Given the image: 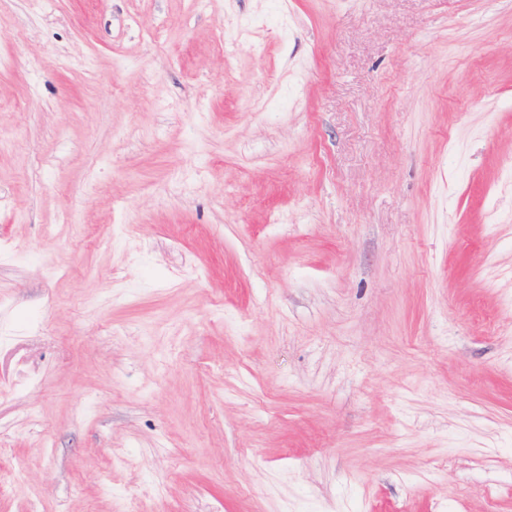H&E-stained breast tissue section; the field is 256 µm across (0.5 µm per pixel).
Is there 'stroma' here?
Returning <instances> with one entry per match:
<instances>
[{
	"label": "stroma",
	"instance_id": "35a3bbf8",
	"mask_svg": "<svg viewBox=\"0 0 512 512\" xmlns=\"http://www.w3.org/2000/svg\"><path fill=\"white\" fill-rule=\"evenodd\" d=\"M0 126V512H512V0H0Z\"/></svg>",
	"mask_w": 512,
	"mask_h": 512
}]
</instances>
